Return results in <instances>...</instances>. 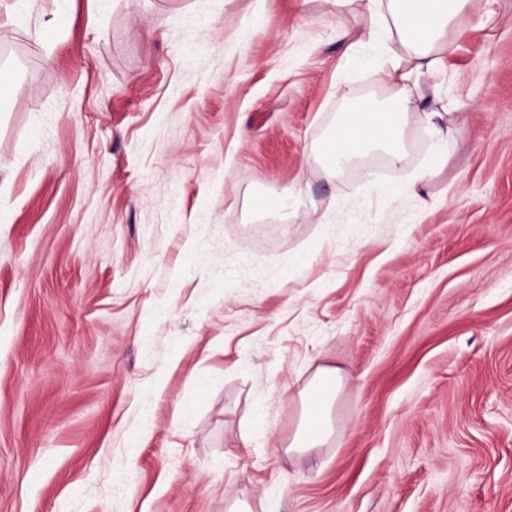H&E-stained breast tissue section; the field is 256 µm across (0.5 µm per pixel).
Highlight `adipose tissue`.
Instances as JSON below:
<instances>
[{
	"mask_svg": "<svg viewBox=\"0 0 512 512\" xmlns=\"http://www.w3.org/2000/svg\"><path fill=\"white\" fill-rule=\"evenodd\" d=\"M482 11V0H361L363 26L357 46L376 47L377 71L394 93L383 105L372 106L355 90L340 89L345 109L337 113L333 127L317 149L326 176L339 175L345 162L375 150L386 153L393 165L402 164L407 129L413 120L428 132L433 160L411 182L384 189V197L394 203L415 194L417 184L447 164L451 113L414 112V93L431 86L447 52L465 36L466 14ZM343 382L339 368L317 369L301 395V419L288 452L299 454L328 443L334 433L332 410Z\"/></svg>",
	"mask_w": 512,
	"mask_h": 512,
	"instance_id": "ef3b65f1",
	"label": "adipose tissue"
}]
</instances>
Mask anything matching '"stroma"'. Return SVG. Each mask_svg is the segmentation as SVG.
I'll return each mask as SVG.
<instances>
[{
  "label": "stroma",
  "mask_w": 512,
  "mask_h": 512,
  "mask_svg": "<svg viewBox=\"0 0 512 512\" xmlns=\"http://www.w3.org/2000/svg\"><path fill=\"white\" fill-rule=\"evenodd\" d=\"M414 128L313 154L357 5L0 0V512H512V0ZM43 29V41L30 33ZM296 207L256 212L266 193ZM335 433L290 454L316 368Z\"/></svg>",
  "instance_id": "stroma-1"
}]
</instances>
